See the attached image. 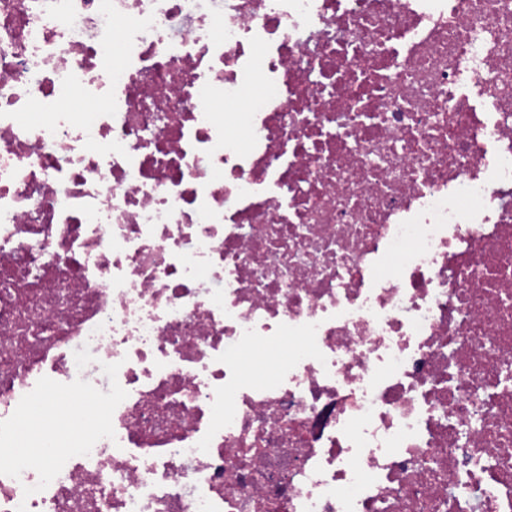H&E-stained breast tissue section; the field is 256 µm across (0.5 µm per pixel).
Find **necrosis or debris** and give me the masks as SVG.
Instances as JSON below:
<instances>
[{"instance_id": "4bbe7bcc", "label": "necrosis or debris", "mask_w": 512, "mask_h": 512, "mask_svg": "<svg viewBox=\"0 0 512 512\" xmlns=\"http://www.w3.org/2000/svg\"><path fill=\"white\" fill-rule=\"evenodd\" d=\"M0 512H512V0H0Z\"/></svg>"}]
</instances>
